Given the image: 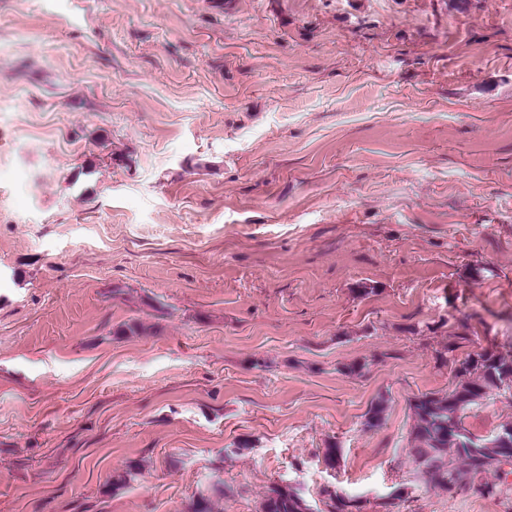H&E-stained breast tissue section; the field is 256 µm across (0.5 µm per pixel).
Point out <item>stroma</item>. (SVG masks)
I'll use <instances>...</instances> for the list:
<instances>
[{
    "instance_id": "1",
    "label": "stroma",
    "mask_w": 512,
    "mask_h": 512,
    "mask_svg": "<svg viewBox=\"0 0 512 512\" xmlns=\"http://www.w3.org/2000/svg\"><path fill=\"white\" fill-rule=\"evenodd\" d=\"M463 318L512 352V0H0V512H512L411 453ZM299 492L287 485H273L265 494L261 512H311ZM322 495L325 497L326 512H363V500L361 497H351L339 494L337 491L323 489Z\"/></svg>"
}]
</instances>
